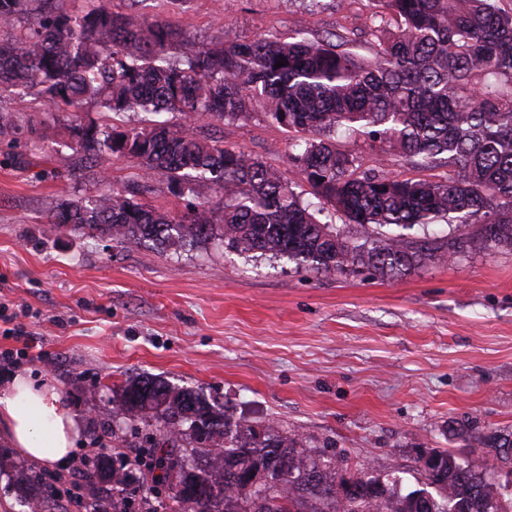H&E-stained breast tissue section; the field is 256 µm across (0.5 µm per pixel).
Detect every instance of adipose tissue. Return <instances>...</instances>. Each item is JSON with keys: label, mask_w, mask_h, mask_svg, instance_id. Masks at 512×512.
Listing matches in <instances>:
<instances>
[{"label": "adipose tissue", "mask_w": 512, "mask_h": 512, "mask_svg": "<svg viewBox=\"0 0 512 512\" xmlns=\"http://www.w3.org/2000/svg\"><path fill=\"white\" fill-rule=\"evenodd\" d=\"M80 426L77 415L50 382L37 385L20 372L0 385V431L26 459L68 461Z\"/></svg>", "instance_id": "obj_1"}]
</instances>
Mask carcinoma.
<instances>
[{"label": "carcinoma", "instance_id": "obj_1", "mask_svg": "<svg viewBox=\"0 0 512 512\" xmlns=\"http://www.w3.org/2000/svg\"><path fill=\"white\" fill-rule=\"evenodd\" d=\"M40 0L22 34L0 43V95L36 90L49 112H75L89 102L120 115L143 112L236 120L260 107L264 116L303 134L291 161L316 201L298 196L276 169L216 137L201 138L167 120L100 124L77 117L62 145L102 166L112 157L165 175L182 198L198 181L224 193V203H189L178 216L140 201V185L110 189L69 203L54 228H90L123 245L161 249L212 239L241 255L285 258L317 272L366 269L395 277L426 261L468 251L512 247V6L502 0H376L375 15L392 17L372 56L345 48L346 38L224 37L186 56L169 57L183 32L166 21L112 12L105 0L81 14ZM25 0H0V28L13 26ZM284 65L276 67L277 62ZM358 134L382 154L423 167L448 166L440 180L359 170L336 141ZM23 134L0 113V135ZM361 229L350 239L319 220L325 206ZM444 221L480 224L465 238L418 239L408 231ZM116 413L166 429L143 453L158 485L176 489L179 512H512V490L493 475L444 450L432 473L402 492L385 480L344 466L277 425H253L216 407L204 393L139 375L116 391ZM512 463V432L479 438ZM106 457L87 467L94 486L112 471L126 485L130 464ZM271 490L259 498L250 481Z\"/></svg>", "mask_w": 512, "mask_h": 512}]
</instances>
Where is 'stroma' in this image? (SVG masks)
Wrapping results in <instances>:
<instances>
[{"label":"stroma","instance_id":"stroma-1","mask_svg":"<svg viewBox=\"0 0 512 512\" xmlns=\"http://www.w3.org/2000/svg\"><path fill=\"white\" fill-rule=\"evenodd\" d=\"M113 12L169 20L186 35L169 54L217 43L302 32H352L351 52L371 56L373 0H109ZM65 113L46 120L37 146L0 137V300L24 306L35 354L9 364L50 380L82 422L76 454L134 456L147 429L112 419L113 387L138 375L163 378L254 424L272 423L309 446L343 453L372 475L415 473L422 454L446 450L506 474L479 439L512 428V249L469 252L401 277L326 273L269 255L247 258L213 241L189 249L131 247L82 229L51 230L66 202L98 194L100 177L145 186V202L177 213L186 202L222 201L208 183L185 200L166 176L115 159L106 172L63 147ZM203 135L258 156L310 188L293 167L295 134L262 111L203 120ZM362 168L440 179L398 155L353 147ZM45 465L0 437V504L28 512L16 475Z\"/></svg>","mask_w":512,"mask_h":512}]
</instances>
